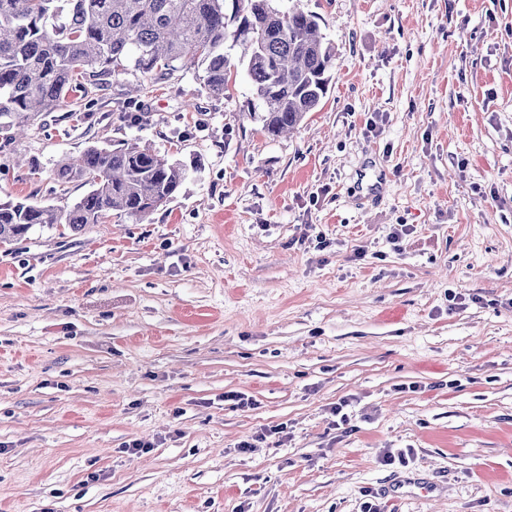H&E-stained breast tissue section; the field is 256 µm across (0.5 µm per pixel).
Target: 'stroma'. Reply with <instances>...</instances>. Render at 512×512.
Masks as SVG:
<instances>
[{"label": "stroma", "mask_w": 512, "mask_h": 512, "mask_svg": "<svg viewBox=\"0 0 512 512\" xmlns=\"http://www.w3.org/2000/svg\"><path fill=\"white\" fill-rule=\"evenodd\" d=\"M300 6L336 60L288 137L234 50L227 96L123 75L0 155V202L74 203L97 142L188 170L0 246V512H512V0Z\"/></svg>", "instance_id": "35a3bbf8"}]
</instances>
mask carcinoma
Instances as JSON below:
<instances>
[{"label": "carcinoma", "instance_id": "1", "mask_svg": "<svg viewBox=\"0 0 512 512\" xmlns=\"http://www.w3.org/2000/svg\"><path fill=\"white\" fill-rule=\"evenodd\" d=\"M231 13H226V2ZM275 0H0V153L67 97L95 106L90 88L123 74L136 92L177 71L202 72L208 92L228 89L226 44L239 46L261 107L249 116L272 139L294 131L327 93L334 49L317 16ZM186 168L137 144L93 145L56 164L59 184L89 191L71 206L0 202V244L36 225L77 230L109 213L142 221L179 191Z\"/></svg>", "mask_w": 512, "mask_h": 512}]
</instances>
